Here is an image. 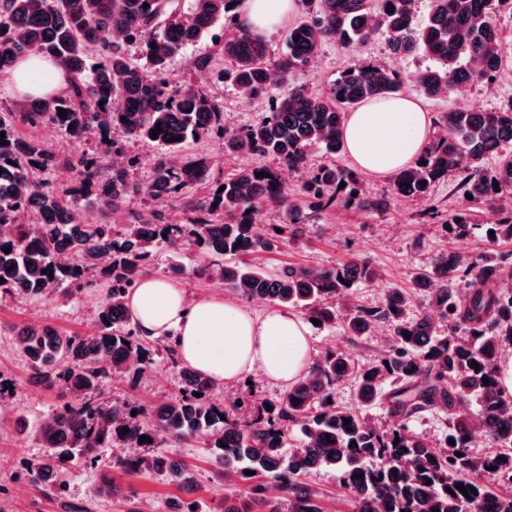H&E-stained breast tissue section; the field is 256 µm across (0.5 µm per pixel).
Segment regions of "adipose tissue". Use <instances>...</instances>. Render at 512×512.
Segmentation results:
<instances>
[{"instance_id": "adipose-tissue-1", "label": "adipose tissue", "mask_w": 512, "mask_h": 512, "mask_svg": "<svg viewBox=\"0 0 512 512\" xmlns=\"http://www.w3.org/2000/svg\"><path fill=\"white\" fill-rule=\"evenodd\" d=\"M301 0H242L240 21L265 37L300 10ZM18 97L63 90L67 75L56 61L31 53L12 70ZM432 119L414 95L368 101L350 112L343 129L345 152L362 173L381 177L414 162L431 139ZM126 306L141 336L174 335L181 363L217 385L238 384L254 371L289 388L306 375L311 362V330L301 316L285 309L256 312L218 294L187 300L169 279L140 277Z\"/></svg>"}]
</instances>
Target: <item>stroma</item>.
Wrapping results in <instances>:
<instances>
[{
	"instance_id": "35a3bbf8",
	"label": "stroma",
	"mask_w": 512,
	"mask_h": 512,
	"mask_svg": "<svg viewBox=\"0 0 512 512\" xmlns=\"http://www.w3.org/2000/svg\"><path fill=\"white\" fill-rule=\"evenodd\" d=\"M495 22L507 55L499 79L490 87L475 83L466 91L429 100L432 117H439L441 112L462 103H473L487 110L512 107V7H503ZM214 33L213 39L189 47L171 62L167 78L175 88L188 85L204 87L223 103L231 126L239 128L255 123L267 112V105L244 103L230 82L215 80L193 67L198 55L216 52L217 41L224 39L226 34L224 25H216ZM353 63L392 66L404 80L403 93L411 95L418 92V76L432 65L431 60L420 53L392 57L385 39L380 36L354 49L329 41L321 46L308 68L294 74L292 81L305 85L309 91L322 93L343 69ZM19 132L63 157L76 152L101 157L106 151L105 145L96 139L79 144L68 141L46 122L37 126H20ZM456 184V176H449L448 180L433 186L428 202L393 198L381 213L365 212L349 200L339 199L335 210L320 216L298 241L282 235L273 249L261 254V263L267 269L278 270L302 266L319 268L356 259L367 261L375 270L376 277L359 282L353 288L352 296L355 303L379 305L387 289L408 287L413 274L429 268L435 255L443 248L454 247L472 256L494 252L495 246L486 236L485 227L499 220L501 205L477 209L472 225L462 237L446 232L442 224L426 217L425 212L431 205L447 213L460 209ZM100 297V292L96 291L74 295L63 303L55 300L0 303V405L7 408L6 413L0 416V512H67L71 504L90 506L93 512H126L130 507L135 512H166L167 501L174 498L196 500L204 506L213 507L223 497L234 496L235 487L224 484L208 463L205 450L193 442L170 449L173 457L186 462L196 472V485L185 491L166 484L146 470L125 473L117 468V456L108 448L100 452L95 466H66L63 475L66 493L63 497L31 490L21 482L22 473L42 455L43 450L33 437L19 434L17 418L24 416L30 422H38L53 408L69 401L70 395L61 385L45 388L30 382L25 361L13 349V331L27 326L49 325L68 335L92 333V317ZM390 335L391 331L384 323L365 336L347 335L339 326L312 330L315 351L328 348L344 350L361 367L374 363L387 352L386 340ZM180 384L178 370L161 362L152 371L135 379L108 381L100 400L107 405L134 402L147 407L177 394ZM247 395L258 402H275L283 397L284 391L256 374L251 383L224 385L216 393L217 399L228 408L238 398ZM104 473L113 476L127 490L129 498L126 505H115L110 500L97 497L99 477Z\"/></svg>"
}]
</instances>
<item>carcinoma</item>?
<instances>
[{
  "label": "carcinoma",
  "mask_w": 512,
  "mask_h": 512,
  "mask_svg": "<svg viewBox=\"0 0 512 512\" xmlns=\"http://www.w3.org/2000/svg\"><path fill=\"white\" fill-rule=\"evenodd\" d=\"M239 2L0 0V73H11L20 58L35 52L59 61L68 79L65 91L24 99L18 111L0 113V298L69 299L75 291L95 288L100 279L110 282L95 310L92 333L65 335L52 326L14 333L31 382L48 388L61 383L71 395L37 424L17 419L19 433H34L46 449L21 480L61 497L65 486L58 474L72 457L82 456L93 466L102 449L130 443L154 452L146 459H119L123 468L144 467L186 490L195 484L194 472L163 446L192 439L206 450L219 476L244 486L214 512H281L283 502L288 512H324L323 495L309 479L325 467L338 472L352 512H512V394L497 381L503 354L512 349V287L497 276L498 258L471 259L446 249L410 287L388 290L378 306H352L346 298L357 282L375 279L374 269L353 260L327 269L271 272L256 256L280 240L276 229L282 225L254 228L246 211L284 210L299 239L309 218L335 209L338 197L359 192V172L325 165L312 172L307 200L295 203L277 170L246 165L196 198L186 190L204 181L206 158L185 152L191 142L214 138L223 141L229 156L270 155L302 172L308 171L313 149L334 159L343 152L348 113L366 100L396 94L402 81L388 66L366 64L345 68L322 95L288 83L324 42L354 48L381 35L394 55L421 52L434 67L418 78L420 92L445 97L463 84L490 85L497 78L505 51L494 15L509 0H428L420 20L416 0H302L304 15L288 27L274 63L268 44L241 24ZM219 22L232 25L235 34L222 47L232 69L217 78H232L245 102L268 104L266 120L256 125L230 128L222 104L206 89L174 90L165 79L173 59ZM127 44L139 45L145 65L128 58ZM44 121L73 142L107 138L120 129L157 145L150 185L157 207L131 214L122 224L81 223V200L91 196L112 214L121 213L120 201L139 192L131 178L137 159L118 163L78 156L69 161L75 185L57 186L44 178L58 164L57 154L17 131L19 123ZM437 124L439 136L420 159L390 175L386 193L426 201L435 183L458 174L463 207L448 214L443 226L461 236L469 209L512 197V154L504 153L512 144V110L469 104L441 113ZM158 126L162 132L154 138ZM491 156L497 163L488 168ZM177 200L190 213L186 224L164 214ZM490 230L493 241L512 243V210ZM186 241L195 247L196 265H172V272L226 283L247 300L301 310L323 326L340 323L350 336L388 323L392 348L360 371L350 354L327 349L271 410L242 400L248 416H235L213 401L214 383L179 361L174 338L144 339L125 306L154 254L178 250ZM422 289L428 305L405 319ZM439 322L451 328L448 336L437 335ZM162 355L180 366L178 395L149 408L98 403L109 379L138 377ZM473 361L479 368L471 366ZM353 373L356 407L338 408L331 390ZM380 401L395 419L388 430L366 415ZM433 410L448 418V434L439 446L406 426L410 418ZM292 425L300 426L297 439ZM477 432L491 443L481 459L470 449ZM142 435L150 440L139 442ZM269 481L280 499L267 497ZM97 493L126 498L123 486L108 476L101 478Z\"/></svg>",
  "instance_id": "carcinoma-1"
}]
</instances>
